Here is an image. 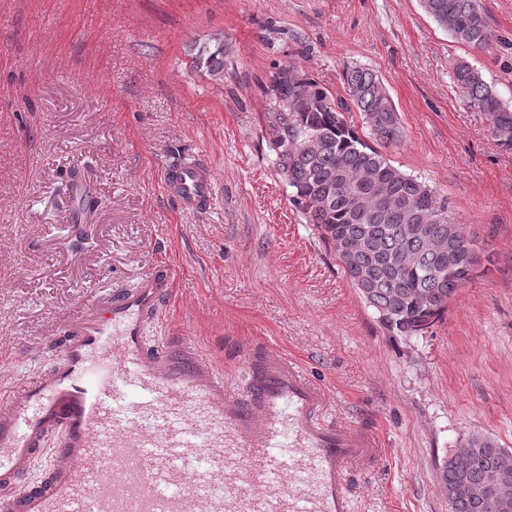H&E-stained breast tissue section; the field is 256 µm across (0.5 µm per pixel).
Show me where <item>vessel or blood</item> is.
<instances>
[{"instance_id": "obj_1", "label": "vessel or blood", "mask_w": 512, "mask_h": 512, "mask_svg": "<svg viewBox=\"0 0 512 512\" xmlns=\"http://www.w3.org/2000/svg\"><path fill=\"white\" fill-rule=\"evenodd\" d=\"M164 188L190 210L213 202L197 162L167 167ZM175 278L155 266L104 290L41 376L0 391V512H353L346 474L375 438L329 421L326 390L275 350H248L234 390L159 334ZM43 456L45 478L23 485Z\"/></svg>"}]
</instances>
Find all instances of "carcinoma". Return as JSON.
Returning <instances> with one entry per match:
<instances>
[{
    "instance_id": "cac0c4a2",
    "label": "carcinoma",
    "mask_w": 512,
    "mask_h": 512,
    "mask_svg": "<svg viewBox=\"0 0 512 512\" xmlns=\"http://www.w3.org/2000/svg\"><path fill=\"white\" fill-rule=\"evenodd\" d=\"M424 11L459 44L487 49L493 33L480 0H420ZM192 69L224 74V44L199 51ZM466 105L487 114L496 145L512 151V107L482 72L466 60L453 67ZM345 96H334L295 66L279 69L270 91L271 146L291 188L290 201L334 249L345 275L400 336L425 332L448 309L459 288L474 278L475 241L449 202L404 172L385 149L402 138L398 113L382 80L370 69L343 70ZM302 91L298 104L280 99ZM357 112L355 126L350 114ZM512 454L489 438L472 436L466 450L448 456L439 470L450 512H490L486 501L460 491L491 482Z\"/></svg>"
}]
</instances>
